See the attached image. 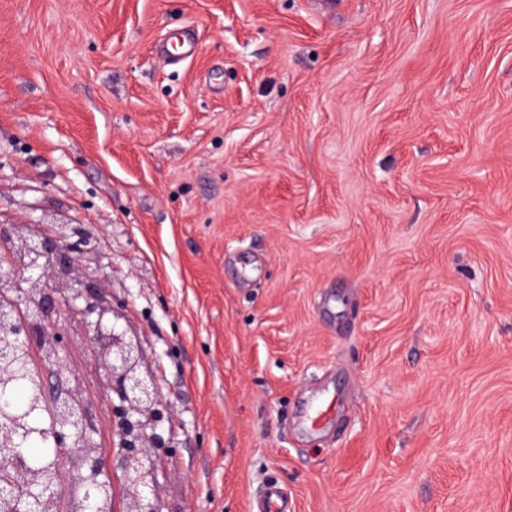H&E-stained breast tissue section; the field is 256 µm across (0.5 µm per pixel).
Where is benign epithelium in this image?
Wrapping results in <instances>:
<instances>
[{
	"label": "benign epithelium",
	"mask_w": 512,
	"mask_h": 512,
	"mask_svg": "<svg viewBox=\"0 0 512 512\" xmlns=\"http://www.w3.org/2000/svg\"><path fill=\"white\" fill-rule=\"evenodd\" d=\"M29 253L37 261L26 264L18 254ZM97 260V245L80 224H60L49 233L38 224H0V269L20 266L15 282L31 292L29 301L15 303L10 311V336L0 346L6 355L12 345L46 350L47 367L41 377L37 403L51 406V432L56 447L73 451L81 470L96 485L113 488L110 460L117 459L126 512H162L155 493L158 459L154 449L164 444L159 433L167 420L156 374L140 370L142 353L136 341L118 326L121 313L112 307V296L101 282L80 277L81 259ZM95 348L96 363L108 376L103 379L112 403L113 457L95 441L96 426L84 404L72 406L80 394L78 378L68 356L76 344L71 325ZM19 454L15 432L0 426V464L11 466ZM20 491V512H56L61 485L38 484L28 470H14Z\"/></svg>",
	"instance_id": "obj_1"
}]
</instances>
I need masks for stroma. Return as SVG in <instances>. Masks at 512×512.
<instances>
[{"mask_svg":"<svg viewBox=\"0 0 512 512\" xmlns=\"http://www.w3.org/2000/svg\"><path fill=\"white\" fill-rule=\"evenodd\" d=\"M0 222L97 238L163 512H512V0H0ZM258 512H291L292 506L288 495L277 485H268L257 501Z\"/></svg>","mask_w":512,"mask_h":512,"instance_id":"35a3bbf8","label":"stroma"}]
</instances>
